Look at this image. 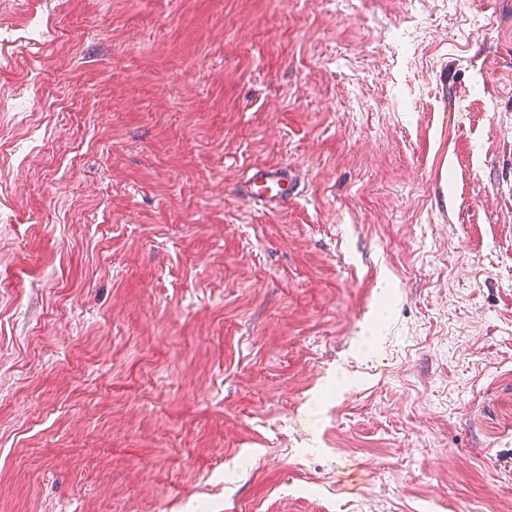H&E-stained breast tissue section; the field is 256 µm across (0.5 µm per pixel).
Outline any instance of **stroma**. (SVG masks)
I'll return each instance as SVG.
<instances>
[{
  "label": "stroma",
  "instance_id": "obj_1",
  "mask_svg": "<svg viewBox=\"0 0 512 512\" xmlns=\"http://www.w3.org/2000/svg\"><path fill=\"white\" fill-rule=\"evenodd\" d=\"M0 512H512V0H7ZM285 165L275 211L238 199ZM238 195L253 203L269 208H283L295 195V183L288 166L277 165L255 168L238 184Z\"/></svg>",
  "mask_w": 512,
  "mask_h": 512
}]
</instances>
